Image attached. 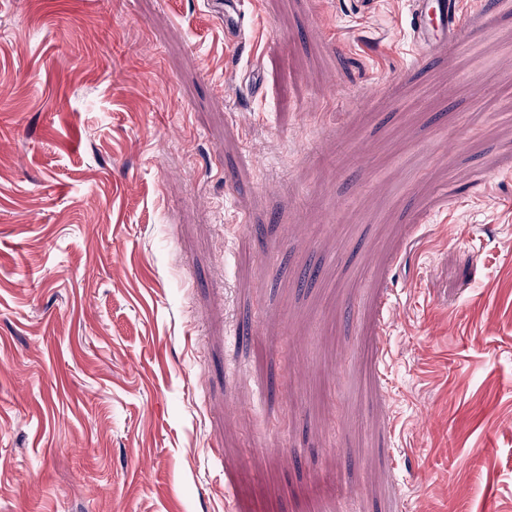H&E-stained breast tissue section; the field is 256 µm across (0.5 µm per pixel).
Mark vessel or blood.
<instances>
[{
    "mask_svg": "<svg viewBox=\"0 0 512 512\" xmlns=\"http://www.w3.org/2000/svg\"><path fill=\"white\" fill-rule=\"evenodd\" d=\"M210 11L224 24L226 36L240 27L239 0H210ZM411 36L418 58L463 48L467 33L460 21V0H413Z\"/></svg>",
    "mask_w": 512,
    "mask_h": 512,
    "instance_id": "b4317fda",
    "label": "vessel or blood"
}]
</instances>
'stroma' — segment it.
<instances>
[{"label": "stroma", "instance_id": "1", "mask_svg": "<svg viewBox=\"0 0 512 512\" xmlns=\"http://www.w3.org/2000/svg\"><path fill=\"white\" fill-rule=\"evenodd\" d=\"M462 2L419 63L407 0H0V512H512V0ZM240 4L238 0L207 1L213 15L224 22V34L227 37H234L240 27Z\"/></svg>", "mask_w": 512, "mask_h": 512}]
</instances>
